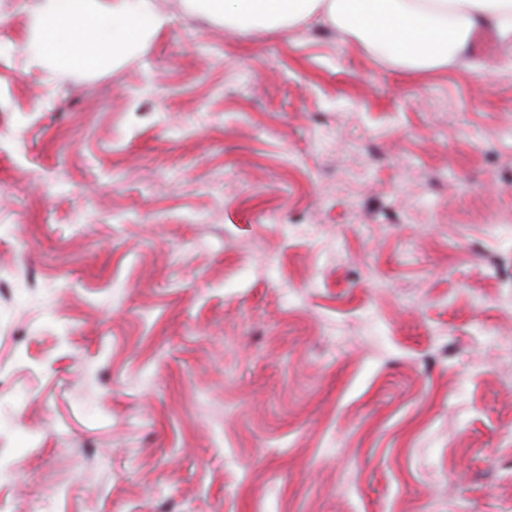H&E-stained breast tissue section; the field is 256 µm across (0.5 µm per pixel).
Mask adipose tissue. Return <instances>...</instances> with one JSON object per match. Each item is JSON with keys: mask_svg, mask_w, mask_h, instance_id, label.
Segmentation results:
<instances>
[{"mask_svg": "<svg viewBox=\"0 0 512 512\" xmlns=\"http://www.w3.org/2000/svg\"><path fill=\"white\" fill-rule=\"evenodd\" d=\"M183 11L224 28L281 32L327 26L403 67L447 66L474 38L512 43V0H180ZM29 66L93 74L133 58L169 27L155 0H30Z\"/></svg>", "mask_w": 512, "mask_h": 512, "instance_id": "adipose-tissue-1", "label": "adipose tissue"}]
</instances>
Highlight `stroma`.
<instances>
[{
	"label": "stroma",
	"instance_id": "1",
	"mask_svg": "<svg viewBox=\"0 0 512 512\" xmlns=\"http://www.w3.org/2000/svg\"><path fill=\"white\" fill-rule=\"evenodd\" d=\"M157 4L54 75L0 0V512H512V47Z\"/></svg>",
	"mask_w": 512,
	"mask_h": 512
}]
</instances>
